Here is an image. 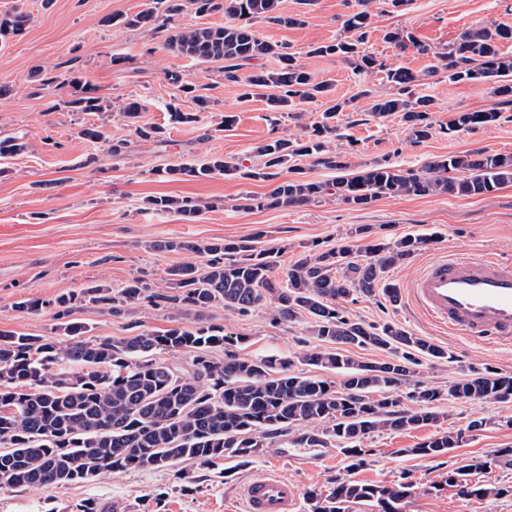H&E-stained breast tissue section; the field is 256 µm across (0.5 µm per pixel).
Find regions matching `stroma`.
<instances>
[{
    "label": "stroma",
    "mask_w": 512,
    "mask_h": 512,
    "mask_svg": "<svg viewBox=\"0 0 512 512\" xmlns=\"http://www.w3.org/2000/svg\"><path fill=\"white\" fill-rule=\"evenodd\" d=\"M147 0H0V17L20 9L30 21L22 34L0 40V139L23 138L25 150L0 159V330L19 335L58 338L55 310L49 300L77 292L95 283L121 288L135 277L144 278L156 291L168 288L170 267L199 262L190 252L163 250L174 239L210 242L253 240L260 248L279 251L281 267H288L302 251H323L342 243L358 227L369 239L385 243L412 235L429 243L404 265L389 269L385 278L400 296L359 298L348 304L354 319L367 323L391 321L409 332L447 348L452 362L423 361L419 368L431 386L447 389L456 379L474 371L490 370L512 376V345H476L450 334L424 318L410 303L405 290L424 265L445 251L512 260V183L475 197L434 195L383 197L358 207L325 195L298 207L246 208V197H265L272 182L236 174L206 179L173 180L161 176L158 166L224 157L236 164H256L253 149L273 138L305 137L320 121L325 102L303 105L301 114H272L263 98L244 102L237 84L225 80L212 65H201L168 50L165 40L173 29L221 26L223 11L199 13L192 0L168 26L128 28L115 24L119 15H134ZM359 0H281L283 15H300L301 24L290 26L266 19L252 29L261 40L284 47L315 81L332 86V97L349 101L337 112L335 124L351 171L387 160L400 169L416 170L438 156L473 149L512 154V121L449 132L455 113L489 110L500 98L492 85L480 81L448 80L434 74L435 51L453 43L466 29L490 23L512 25V0H407L392 7L377 0L369 10L364 35L346 33L343 22L359 11ZM410 34L413 45L399 49L387 42V31ZM347 37L358 41L359 51L377 64L359 72L354 64L333 56L310 54L312 46ZM429 45L431 54L417 51ZM403 67L419 82L414 92L435 101L434 134L417 143L400 115L373 117L361 90L387 96L393 91L388 70ZM178 72L201 87L210 101L209 111L196 123L171 122V108L196 110L188 96L167 79ZM85 77L103 99L100 112H83L72 106L69 76ZM56 78L54 88L42 77ZM134 99L143 110L141 123L163 129L160 140H146L111 104ZM95 127L105 140L79 138V130ZM122 143L120 153L111 146ZM169 195L207 202L208 210L189 220L177 213L159 214L148 209L151 196ZM44 300L36 314L15 309L17 301ZM85 323L91 336L122 338L143 330L179 327L174 310L134 306L115 318L89 305L72 313ZM208 321L223 326L238 338L235 353L243 357H292L308 348L309 318L272 321L266 310L241 316L222 307L211 308ZM448 426L464 430L462 447L435 457H417L410 449L434 437L438 429L425 426L408 431H383L363 442L372 455L368 463L348 471L347 460L331 452L301 467L263 448L252 462L225 460L210 470L190 468V477L177 480L167 469H135L104 473L93 481L38 490H0V512H77L81 503L97 502L102 512H243L242 489L257 476L273 474L296 484L300 491L326 487L345 475L370 482H388L406 475L416 488L408 512H512V494L465 500L452 492L427 493L431 479L448 472L466 456H480L491 471L488 484L512 485V466L498 460V452L512 448V401L442 402ZM485 427L468 432L475 419Z\"/></svg>",
    "instance_id": "obj_1"
}]
</instances>
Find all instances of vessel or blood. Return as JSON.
<instances>
[{
	"label": "vessel or blood",
	"instance_id": "obj_1",
	"mask_svg": "<svg viewBox=\"0 0 512 512\" xmlns=\"http://www.w3.org/2000/svg\"><path fill=\"white\" fill-rule=\"evenodd\" d=\"M407 295L431 322L481 344H512V261L443 255L409 284ZM244 512H297L296 487L268 475L244 487Z\"/></svg>",
	"mask_w": 512,
	"mask_h": 512
}]
</instances>
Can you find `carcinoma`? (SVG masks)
Wrapping results in <instances>:
<instances>
[{"instance_id":"1","label":"carcinoma","mask_w":512,"mask_h":512,"mask_svg":"<svg viewBox=\"0 0 512 512\" xmlns=\"http://www.w3.org/2000/svg\"><path fill=\"white\" fill-rule=\"evenodd\" d=\"M200 13L222 10L229 22L223 26H198L176 30L167 48L201 64H217L224 78L242 86L240 99L247 101L260 91L267 95L272 112H283L330 94L331 86L316 82L297 64L295 57L279 46L256 37L252 21L267 18L278 0H193ZM159 16L147 7L127 16V27L154 25ZM27 15L18 12L0 19V37L22 32ZM512 38V27L497 25L465 30L446 52L434 56L442 62L451 81L486 80L497 83L495 94L502 104H512V58L501 55L499 42ZM320 56L356 58L355 67L369 70L375 59L358 50V43L338 40L311 49ZM278 59L273 71L243 79L241 71L251 61ZM398 92L391 98L372 99L370 112L379 118L399 113L413 131L415 140L432 137V99L416 96V76L407 69L387 72ZM181 92L193 95L199 111L209 108L208 99L197 94L198 86L178 74L170 75ZM72 106L83 112H98L103 104L83 78L68 80ZM347 102L324 111L307 140L277 138L256 147L262 159L256 168L244 170L220 156L199 163H183L158 170L170 177L210 178L236 173L243 178L275 180L280 170L295 169L294 162L312 158L330 170H346L342 153L330 147L338 138L336 117ZM503 108L458 112L448 122V131L473 129L497 122ZM17 138L0 139V158L24 151ZM512 182V155L472 150L439 157L416 170H402L374 162L356 173L343 174L329 185L292 178L280 181L265 198L250 197L258 207H296L312 203L332 191L342 201L367 205L378 197L449 196L471 197L491 192ZM148 208L175 212L188 219L198 217L204 206L171 196H153ZM365 229L355 228L351 238L315 254L300 253L288 266L284 279L275 277L277 253L260 249L251 240L199 243L172 240L169 251L199 254V264L187 263L168 270L173 293L154 291L142 278L120 289L94 284L78 293H63L44 302L25 300L17 308L31 314L54 306L57 329L65 339L16 335L0 330V490L39 489L49 485L89 481L104 473L143 468H175L191 462L210 469L225 459L248 463L267 445V440L299 424L313 431L288 438L293 448L336 447L350 461L349 470L360 468L371 455L362 447L370 434L407 431L435 425L443 414L441 401H512V377L494 371L476 372L454 381L444 392L417 377L420 359L442 361L448 350L431 340L415 336L402 326L386 322L370 325L350 318L342 303L357 295L381 293L396 301V288L383 281L384 273L407 263L426 245L418 237H402L384 243L372 240L357 246ZM366 254L360 262L358 257ZM144 303L177 311L179 318L195 324L193 329L171 328L163 332L143 330L119 339H92L81 323L69 319L79 304H92L101 312L120 317L129 307ZM272 305L274 319L294 321L307 314L312 319L318 345L298 360L320 370L343 373L340 385L303 376L292 370L289 358H246L227 350L234 339L224 328L205 322L208 309L220 305L239 315ZM324 343L376 348L392 355L383 362H363ZM189 351L193 370L182 371L157 360L155 355ZM65 362L73 371L55 368ZM409 391L399 394L403 383ZM379 398H374V395ZM412 404L404 408V401ZM465 442L461 430L450 428L408 449L420 457H437ZM480 457L433 481L429 489H450L460 498H482L512 493V485L479 484L472 476L484 472ZM413 485L407 477L386 483H364L336 478L322 492H306L309 512H351L363 502L375 512H407Z\"/></svg>"}]
</instances>
